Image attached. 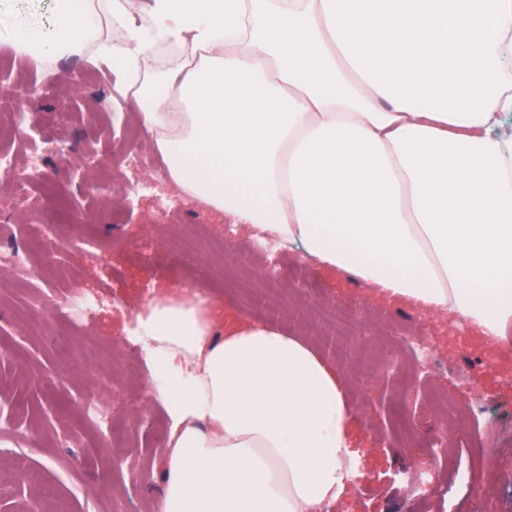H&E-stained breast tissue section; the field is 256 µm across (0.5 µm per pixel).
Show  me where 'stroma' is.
Masks as SVG:
<instances>
[{
    "mask_svg": "<svg viewBox=\"0 0 512 512\" xmlns=\"http://www.w3.org/2000/svg\"><path fill=\"white\" fill-rule=\"evenodd\" d=\"M88 68V62L75 56L48 73L0 39L5 88L15 93L36 81L48 84V92L30 99L23 110L47 140L64 146L73 159L68 167L43 156V177L26 187L32 201L26 210L16 209L12 189L0 187V250L23 251L39 272L37 279L27 281L0 264V350L12 360L0 369V408L14 414L26 430L20 440L0 433V470L30 471L33 487L51 492L53 512H143L144 504L152 503L162 480L160 455L168 419L162 406L148 398L147 380L123 379L126 358L140 361L144 355L127 345L120 327L124 312L157 273L201 283L223 301L226 313L275 317L301 335L307 332L309 299L344 313L363 309L371 331L378 334L373 347L339 338L333 358L354 375L349 393L357 417L353 465L358 477L322 512H512V351L500 352L477 339L469 349H459L450 338L469 333L462 319L372 300L367 286L319 271L293 246L280 249L284 286L277 309L265 301L250 302L225 275L218 253L206 250L197 260L177 255L176 237L193 225H203L204 239L211 242L223 237L226 223L206 206L183 199H178L175 219L164 218L158 199L176 197L177 191L159 157L144 172L148 190L116 200L112 158L123 145L121 129L112 124L114 90L109 78L87 79ZM49 210L61 213L56 234L71 242V250L44 247L41 220ZM135 237L148 242L149 254L134 252ZM85 239L95 242L93 253L80 249ZM88 288L96 289L101 299L95 322L80 324L41 306L44 295L64 298ZM404 327L421 329L437 345L421 382L473 409L469 438L437 459L427 446L437 430L427 404L409 410L395 375L385 368L390 345L384 336ZM52 336L78 337L79 349L95 353L94 366L77 374L69 346L49 344ZM489 354L497 355V363L474 385H460V371ZM92 396L108 412L111 428H102L85 413L83 404ZM378 405L383 411L377 418L372 410ZM430 463L439 475L438 486L425 493L412 490L403 470ZM465 470L485 481L484 501L465 495L459 481Z\"/></svg>",
    "mask_w": 512,
    "mask_h": 512,
    "instance_id": "35a3bbf8",
    "label": "stroma"
}]
</instances>
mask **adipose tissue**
Segmentation results:
<instances>
[{
	"label": "adipose tissue",
	"mask_w": 512,
	"mask_h": 512,
	"mask_svg": "<svg viewBox=\"0 0 512 512\" xmlns=\"http://www.w3.org/2000/svg\"><path fill=\"white\" fill-rule=\"evenodd\" d=\"M57 18L0 34L104 65L181 194L512 344V0H57ZM134 316L168 417L155 512H321L345 492L349 374L318 345L182 282L153 280Z\"/></svg>",
	"instance_id": "1"
}]
</instances>
